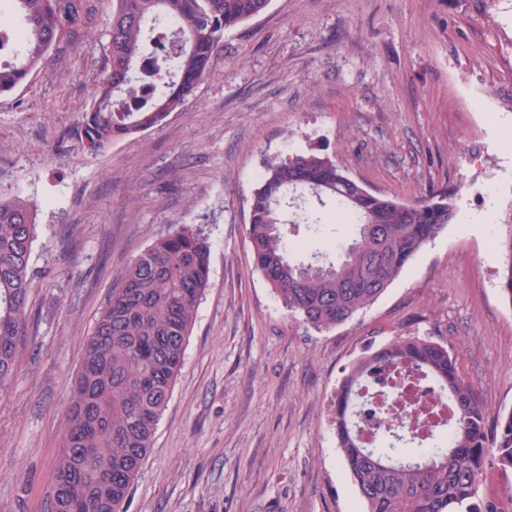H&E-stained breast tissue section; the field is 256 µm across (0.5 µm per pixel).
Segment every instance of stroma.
<instances>
[{
    "label": "stroma",
    "mask_w": 512,
    "mask_h": 512,
    "mask_svg": "<svg viewBox=\"0 0 512 512\" xmlns=\"http://www.w3.org/2000/svg\"><path fill=\"white\" fill-rule=\"evenodd\" d=\"M77 14L0 97V196L38 205L31 335L0 391V512H46L68 390L127 264L202 224L211 286L128 512H364L336 446L348 367L397 336L458 357L489 417L512 411V301L495 240L512 212V0H271L224 34L161 126L88 154L112 0ZM309 149L368 190L454 191L455 218L368 308L327 331L254 268L248 203L268 158Z\"/></svg>",
    "instance_id": "1"
}]
</instances>
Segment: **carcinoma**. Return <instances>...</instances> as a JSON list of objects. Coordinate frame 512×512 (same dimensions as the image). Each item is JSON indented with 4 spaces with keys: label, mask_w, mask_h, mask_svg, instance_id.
Masks as SVG:
<instances>
[{
    "label": "carcinoma",
    "mask_w": 512,
    "mask_h": 512,
    "mask_svg": "<svg viewBox=\"0 0 512 512\" xmlns=\"http://www.w3.org/2000/svg\"><path fill=\"white\" fill-rule=\"evenodd\" d=\"M0 18V95L24 83L73 15L72 0H9ZM271 0H112L107 70L78 131L96 155L112 142L161 126L209 75L224 32L262 15ZM331 202L337 263H299L282 226L291 195ZM455 217L454 195L413 201L372 193L313 150L269 159L249 201L253 265L291 316L322 332L372 305ZM498 240L505 257L502 294L512 302V216ZM37 238L35 205L0 199V390L15 375L30 330L29 295ZM212 243L201 224H171L133 259L101 308L72 381L67 422L57 443L48 512H127L182 369L199 303L210 286ZM408 368L416 383L448 401L455 421L438 435L394 434L390 409L377 415L381 437L362 444L350 422L365 383L387 385ZM336 445L366 512H512L479 497L489 465L512 471V411L489 420L473 385L442 344L398 336L355 361L337 390Z\"/></svg>",
    "instance_id": "cac0c4a2"
}]
</instances>
